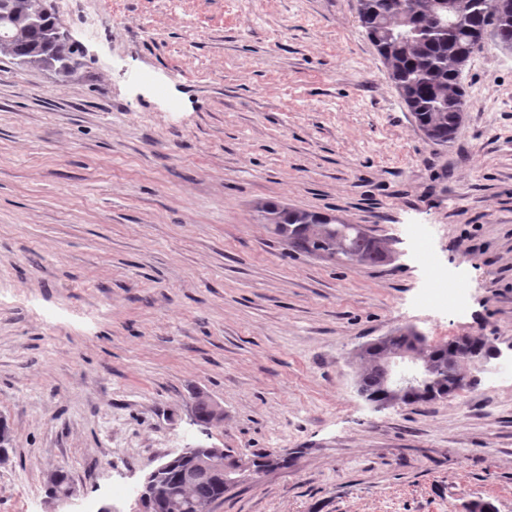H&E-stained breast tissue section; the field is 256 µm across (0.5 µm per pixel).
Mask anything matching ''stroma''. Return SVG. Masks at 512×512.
<instances>
[{
    "label": "stroma",
    "instance_id": "obj_1",
    "mask_svg": "<svg viewBox=\"0 0 512 512\" xmlns=\"http://www.w3.org/2000/svg\"><path fill=\"white\" fill-rule=\"evenodd\" d=\"M48 3L87 61L0 53V512H47L55 468L69 512H144L148 470L198 446L281 459L213 512H512V377L490 375L512 362V51L470 58L440 146L357 0H95L93 37ZM266 201L392 259L293 249ZM433 272L463 311L431 300ZM397 329L501 356L448 398L380 406L358 353ZM199 392L221 423H197Z\"/></svg>",
    "mask_w": 512,
    "mask_h": 512
}]
</instances>
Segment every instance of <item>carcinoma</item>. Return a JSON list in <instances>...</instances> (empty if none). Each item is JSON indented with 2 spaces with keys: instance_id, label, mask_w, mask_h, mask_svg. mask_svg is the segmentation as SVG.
Segmentation results:
<instances>
[{
  "instance_id": "obj_1",
  "label": "carcinoma",
  "mask_w": 512,
  "mask_h": 512,
  "mask_svg": "<svg viewBox=\"0 0 512 512\" xmlns=\"http://www.w3.org/2000/svg\"><path fill=\"white\" fill-rule=\"evenodd\" d=\"M461 21L448 23V2ZM17 24L0 29V53L16 59L75 61L71 45L47 40V29L56 27L46 0H6ZM358 18L366 36L387 63L389 79L432 142L446 145L458 134L466 109V91L459 72L470 59L471 47L482 32L491 29L501 44H512V0H359ZM264 220L291 246L306 253L322 250L329 257L346 258L357 265H377L387 258L382 241L358 224H337L329 216L266 202L260 206ZM413 332L398 330L387 340L360 351L357 391L370 397L387 387L385 360L412 348ZM485 343L474 341L469 351L455 341L427 350L432 366V395L444 398L456 392L457 374L467 360L485 354ZM419 398V401L426 400ZM188 463L178 461L165 482L181 494L213 502L224 497L223 483L204 478L184 486Z\"/></svg>"
}]
</instances>
